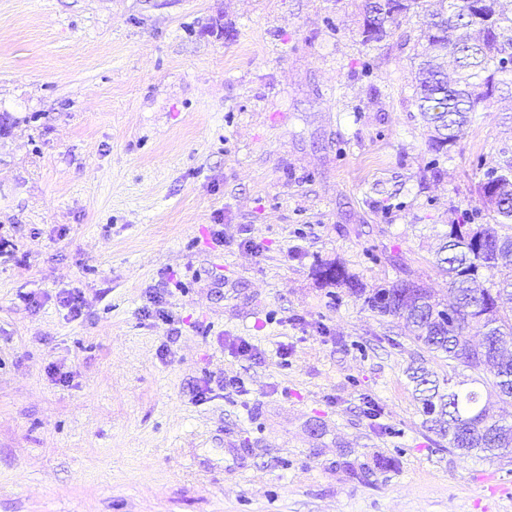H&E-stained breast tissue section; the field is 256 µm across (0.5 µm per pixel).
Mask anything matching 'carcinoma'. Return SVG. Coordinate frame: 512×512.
I'll return each instance as SVG.
<instances>
[{
	"instance_id": "1",
	"label": "carcinoma",
	"mask_w": 512,
	"mask_h": 512,
	"mask_svg": "<svg viewBox=\"0 0 512 512\" xmlns=\"http://www.w3.org/2000/svg\"><path fill=\"white\" fill-rule=\"evenodd\" d=\"M468 2L448 0L447 8L432 12L426 0L362 3L366 43L382 41L401 17H424L415 95L437 151L459 140L471 114L512 75V16L498 9L499 0H479L477 9ZM479 194L496 223L450 224L436 251V264L448 276L449 304L409 278L366 292L337 263L320 265L316 275L326 285L363 294L371 312L403 321L421 351L468 372L459 381L440 380L421 356L409 379L423 427L448 439L451 448L493 461L512 455V422L494 411L496 400L512 403V356L491 361L500 347L512 348V234L500 233L512 224V166L488 171ZM491 270L500 278L488 286L485 272ZM342 465L367 482L392 461L378 456L358 470L348 461Z\"/></svg>"
}]
</instances>
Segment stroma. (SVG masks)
<instances>
[{"label":"stroma","mask_w":512,"mask_h":512,"mask_svg":"<svg viewBox=\"0 0 512 512\" xmlns=\"http://www.w3.org/2000/svg\"><path fill=\"white\" fill-rule=\"evenodd\" d=\"M421 22L367 45L361 0H0V512H512V458L428 432L417 347L315 274L443 297L436 234L494 221L512 89L435 151ZM158 288L175 324L141 314ZM225 376L245 393L198 402Z\"/></svg>","instance_id":"obj_1"}]
</instances>
